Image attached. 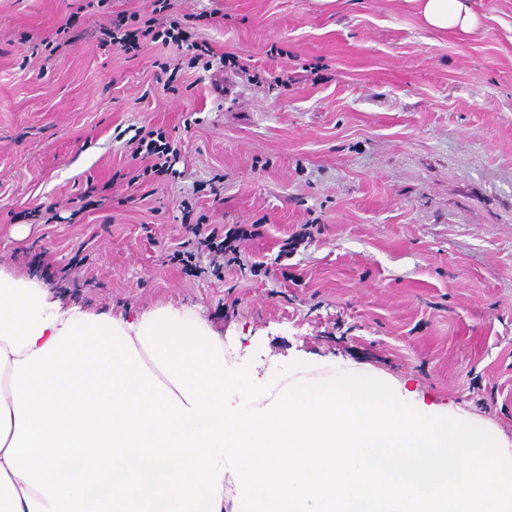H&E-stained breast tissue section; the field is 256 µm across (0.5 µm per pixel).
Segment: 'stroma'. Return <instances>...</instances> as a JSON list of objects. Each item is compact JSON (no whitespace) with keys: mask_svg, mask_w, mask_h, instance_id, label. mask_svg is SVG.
Returning a JSON list of instances; mask_svg holds the SVG:
<instances>
[{"mask_svg":"<svg viewBox=\"0 0 512 512\" xmlns=\"http://www.w3.org/2000/svg\"><path fill=\"white\" fill-rule=\"evenodd\" d=\"M480 11L458 38L406 0H0V267L192 310L257 393L367 373L512 443V0ZM214 239L215 234H213L212 237L208 239L207 246H209L211 249H214L216 253H221V256L224 258L223 264H226V266L237 265L240 267L241 258L238 256V246L233 244L236 241L237 236L228 235L222 241L217 243L216 246H214L215 242L212 241Z\"/></svg>","mask_w":512,"mask_h":512,"instance_id":"obj_1","label":"stroma"}]
</instances>
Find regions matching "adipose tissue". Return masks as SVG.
I'll return each mask as SVG.
<instances>
[{
    "mask_svg": "<svg viewBox=\"0 0 512 512\" xmlns=\"http://www.w3.org/2000/svg\"><path fill=\"white\" fill-rule=\"evenodd\" d=\"M408 2L481 25L477 0ZM255 378L190 312L66 306L0 268V512H512L486 431L361 374L273 379L259 408Z\"/></svg>",
    "mask_w": 512,
    "mask_h": 512,
    "instance_id": "ef3b65f1",
    "label": "adipose tissue"
}]
</instances>
